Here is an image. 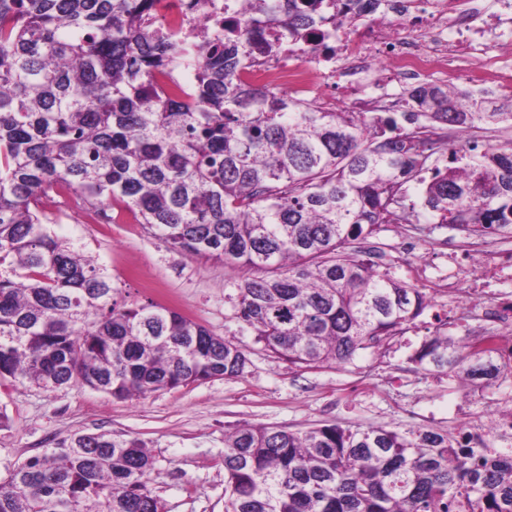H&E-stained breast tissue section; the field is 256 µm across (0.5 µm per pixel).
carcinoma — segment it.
Returning a JSON list of instances; mask_svg holds the SVG:
<instances>
[{
	"instance_id": "carcinoma-1",
	"label": "carcinoma",
	"mask_w": 512,
	"mask_h": 512,
	"mask_svg": "<svg viewBox=\"0 0 512 512\" xmlns=\"http://www.w3.org/2000/svg\"><path fill=\"white\" fill-rule=\"evenodd\" d=\"M375 4L240 0L236 19L180 43L152 22L154 0H0V380L127 400L249 362L171 308L119 305L106 269L48 231L52 193L246 270L234 317L303 370L389 344L428 305L359 246L412 223L408 183L431 224L512 234V140L471 143L512 124L511 97L423 83L402 112H329L239 79L280 53L258 15L326 55L328 29ZM494 341L437 329L410 360L478 386L512 376ZM152 466L142 439L76 435L0 481V512H163ZM224 512H512V454L476 450L462 428L245 425L224 435Z\"/></svg>"
}]
</instances>
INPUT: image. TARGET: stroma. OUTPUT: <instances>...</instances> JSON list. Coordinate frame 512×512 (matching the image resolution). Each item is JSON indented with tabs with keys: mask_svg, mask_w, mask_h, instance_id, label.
I'll return each mask as SVG.
<instances>
[{
	"mask_svg": "<svg viewBox=\"0 0 512 512\" xmlns=\"http://www.w3.org/2000/svg\"><path fill=\"white\" fill-rule=\"evenodd\" d=\"M50 230L95 257L119 289L118 301H146L243 348L242 376L213 379L145 397L116 400L86 386L46 390L29 383H0V409L11 419L0 430V480L27 458L56 442L86 433L144 440L153 456L147 486L164 512H224V435L250 424L291 431L338 423L361 427H424L456 432L463 421L484 422L512 408V379L471 389L437 373L417 370L410 355L435 327L456 338L479 330L477 315L463 316L425 273L447 267L457 233L447 227L394 224L374 240L385 269L426 288L431 305L390 345L369 349L341 367L302 370L256 344L234 317L228 299L237 273L223 263L180 254L129 213L114 221L95 210L72 208L64 197L48 203Z\"/></svg>",
	"mask_w": 512,
	"mask_h": 512,
	"instance_id": "stroma-1",
	"label": "stroma"
}]
</instances>
